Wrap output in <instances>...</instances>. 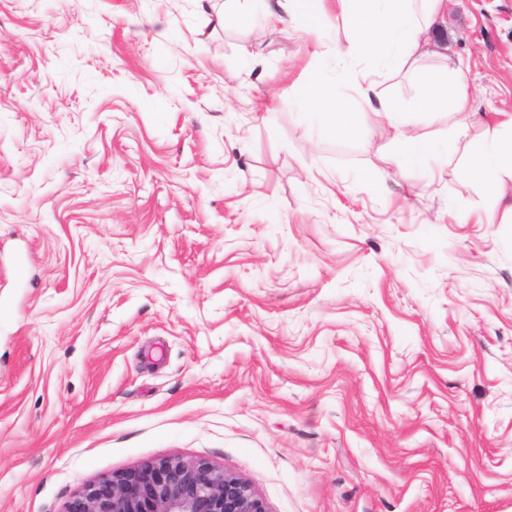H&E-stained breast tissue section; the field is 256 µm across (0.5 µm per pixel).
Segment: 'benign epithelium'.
<instances>
[{
	"label": "benign epithelium",
	"mask_w": 512,
	"mask_h": 512,
	"mask_svg": "<svg viewBox=\"0 0 512 512\" xmlns=\"http://www.w3.org/2000/svg\"><path fill=\"white\" fill-rule=\"evenodd\" d=\"M66 512H267L253 486L204 458L170 456L82 485Z\"/></svg>",
	"instance_id": "1"
}]
</instances>
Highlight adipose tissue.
<instances>
[{"mask_svg":"<svg viewBox=\"0 0 512 512\" xmlns=\"http://www.w3.org/2000/svg\"><path fill=\"white\" fill-rule=\"evenodd\" d=\"M445 8L446 0H336L342 36L333 55L363 108L382 116L390 127L401 128L407 113L379 93L381 81L400 77L422 88L418 110L424 124L406 140L402 154L409 165L420 164L439 144L454 147L473 114L461 76L434 78L422 71V60L432 53L427 35ZM462 173L484 182L493 201L506 198L512 186V116L485 130L478 152Z\"/></svg>","mask_w":512,"mask_h":512,"instance_id":"ef3b65f1","label":"adipose tissue"}]
</instances>
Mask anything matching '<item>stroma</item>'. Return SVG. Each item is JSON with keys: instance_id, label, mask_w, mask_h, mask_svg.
<instances>
[{"instance_id": "obj_1", "label": "stroma", "mask_w": 512, "mask_h": 512, "mask_svg": "<svg viewBox=\"0 0 512 512\" xmlns=\"http://www.w3.org/2000/svg\"><path fill=\"white\" fill-rule=\"evenodd\" d=\"M223 2L0 0V512L171 455L268 512H512V215L459 176L512 113V0H448L423 64L475 113L402 168L335 22ZM276 5L271 6L268 5L266 10L264 11L262 18L259 22H253V18L251 19L250 24L253 22V27L267 28V27H276L279 23L283 21L281 12L297 13L299 11H307L308 4L314 1H304V0H276ZM307 26L306 33L307 34H315L318 32L317 22L318 15L313 12L307 11ZM312 86L314 92L303 98L302 103L312 109L314 112H336L335 110V96L331 90V86L326 84L324 79H321L318 73L314 74L312 78ZM336 112V121H334L331 131L341 135H350L353 133V128L343 118L338 117Z\"/></svg>"}]
</instances>
